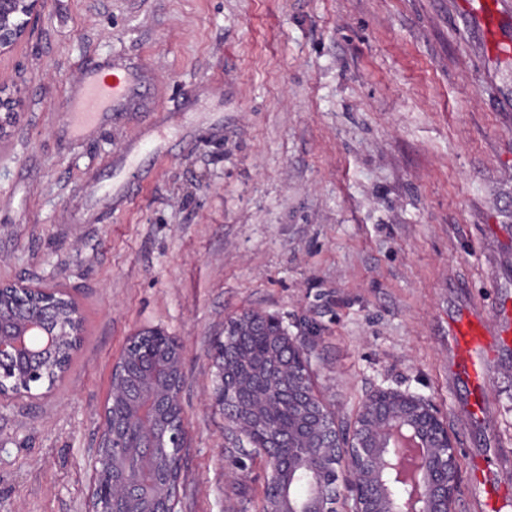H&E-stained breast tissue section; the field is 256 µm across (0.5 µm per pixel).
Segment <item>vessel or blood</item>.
<instances>
[{
    "label": "vessel or blood",
    "mask_w": 512,
    "mask_h": 512,
    "mask_svg": "<svg viewBox=\"0 0 512 512\" xmlns=\"http://www.w3.org/2000/svg\"><path fill=\"white\" fill-rule=\"evenodd\" d=\"M143 96L133 69L116 66L107 74L96 67L86 68L70 97L71 124L79 133L101 126L107 113L120 111ZM448 344L454 352V381L466 384L475 393L466 407L469 419L492 426L494 407L488 395L489 367L495 354L492 343L478 337L473 316L462 315L449 328ZM483 464L494 471L497 483L480 500L479 508L481 512H499L501 499L512 493V460L493 452L484 455Z\"/></svg>",
    "instance_id": "b4317fda"
}]
</instances>
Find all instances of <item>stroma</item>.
<instances>
[{"instance_id":"35a3bbf8","label":"stroma","mask_w":512,"mask_h":512,"mask_svg":"<svg viewBox=\"0 0 512 512\" xmlns=\"http://www.w3.org/2000/svg\"><path fill=\"white\" fill-rule=\"evenodd\" d=\"M137 67L143 102L73 135L83 68ZM19 98L0 143V282L70 291L84 318L68 373L0 405V512H89L111 369L136 330L184 350L190 437L179 512H259L266 475H224L213 346L248 310L316 326L318 390L350 423L383 387L431 401L454 435L457 512L471 459L512 456V332L464 415L448 329L512 325V0H51L0 57ZM163 136L146 174L124 147Z\"/></svg>"}]
</instances>
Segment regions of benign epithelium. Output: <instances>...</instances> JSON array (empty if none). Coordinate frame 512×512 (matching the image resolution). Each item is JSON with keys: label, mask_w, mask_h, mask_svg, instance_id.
Here are the masks:
<instances>
[{"label": "benign epithelium", "mask_w": 512, "mask_h": 512, "mask_svg": "<svg viewBox=\"0 0 512 512\" xmlns=\"http://www.w3.org/2000/svg\"><path fill=\"white\" fill-rule=\"evenodd\" d=\"M49 0H0V56L26 37ZM79 309L60 288L26 280L0 283V404L39 399L52 390L51 371H67L78 345ZM150 363L131 389L130 349L112 368L103 427L93 458L91 512H176L177 486L188 447L180 394L184 352L162 329L139 331ZM214 358L221 384L213 398L224 410L225 440L263 453L269 481L262 512H336L326 466L340 474L346 512H454L460 473L448 424L420 396L392 388L370 393L351 434L314 387L311 342L280 319L250 310L229 320ZM296 411L288 430L262 429L281 406Z\"/></svg>", "instance_id": "benign-epithelium-1"}]
</instances>
